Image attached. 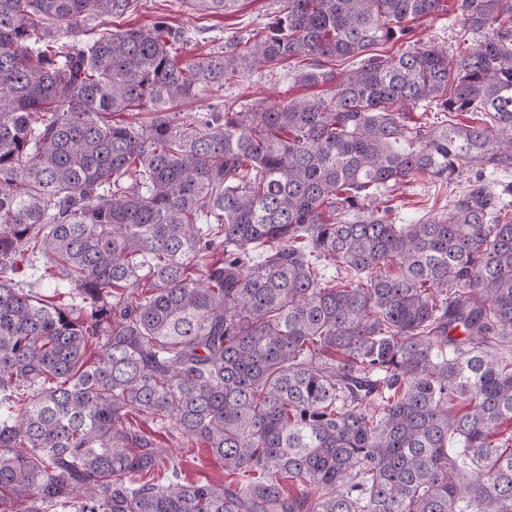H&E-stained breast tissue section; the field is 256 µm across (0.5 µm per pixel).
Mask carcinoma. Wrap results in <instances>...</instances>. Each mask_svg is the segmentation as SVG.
<instances>
[{"label": "carcinoma", "mask_w": 512, "mask_h": 512, "mask_svg": "<svg viewBox=\"0 0 512 512\" xmlns=\"http://www.w3.org/2000/svg\"><path fill=\"white\" fill-rule=\"evenodd\" d=\"M138 2L0 0V512H512V0H277L203 58L162 15L97 33ZM450 11L492 37L412 40ZM285 64L329 92L174 112ZM421 177L448 207H370ZM34 254L80 304L20 287ZM132 423L153 438L159 448H165L180 464L181 482L215 485L224 483V461L209 451L204 444L186 437H178L169 428H161L141 419H133Z\"/></svg>", "instance_id": "obj_1"}]
</instances>
